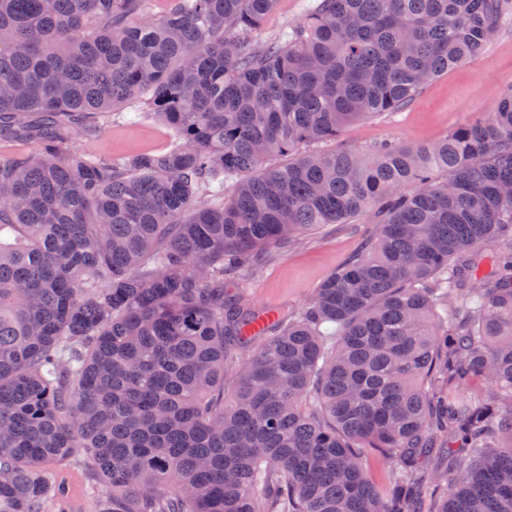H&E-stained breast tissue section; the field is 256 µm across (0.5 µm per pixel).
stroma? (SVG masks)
I'll list each match as a JSON object with an SVG mask.
<instances>
[{"label":"stroma","mask_w":512,"mask_h":512,"mask_svg":"<svg viewBox=\"0 0 512 512\" xmlns=\"http://www.w3.org/2000/svg\"><path fill=\"white\" fill-rule=\"evenodd\" d=\"M316 0H278L266 18L260 40L275 37L299 23ZM512 83V19L471 62L451 70L429 84L403 111L351 124L339 143L365 151L385 140L400 143L431 142L455 126L489 112L501 87ZM177 143L175 132L146 114L134 124L115 121L95 144L74 135L75 149H92L113 158L144 150H167ZM363 237L348 224H325L297 245L284 243L268 251L255 271L245 273L244 290L252 307L282 313L302 306L314 289L338 267L360 254ZM86 464H63L57 475L72 482L71 512H96L109 495L102 482L89 481Z\"/></svg>","instance_id":"1"}]
</instances>
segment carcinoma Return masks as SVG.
<instances>
[{"instance_id": "carcinoma-1", "label": "carcinoma", "mask_w": 512, "mask_h": 512, "mask_svg": "<svg viewBox=\"0 0 512 512\" xmlns=\"http://www.w3.org/2000/svg\"><path fill=\"white\" fill-rule=\"evenodd\" d=\"M148 2L0 0V142L34 146L0 156V512H62L67 459L98 512H512V84L437 141L309 150L404 109L512 4L318 0L259 42L277 0ZM137 103L175 147L74 149ZM369 213L239 360L241 271ZM87 463L62 464L57 468V476L72 482L71 512H95L99 504L109 495V488L101 481L87 479Z\"/></svg>"}]
</instances>
